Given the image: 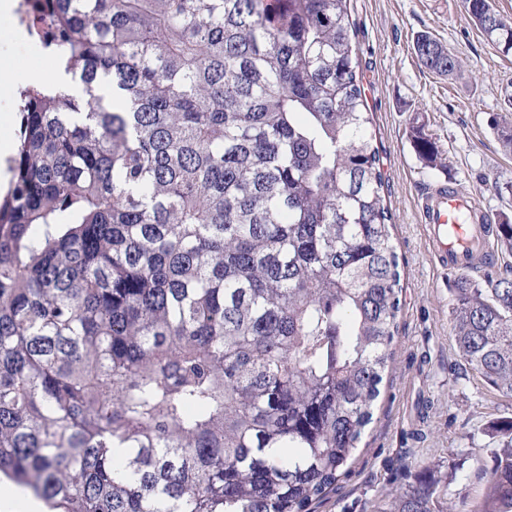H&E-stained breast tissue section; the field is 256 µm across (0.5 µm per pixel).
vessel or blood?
Here are the masks:
<instances>
[{
	"label": "vessel or blood",
	"mask_w": 512,
	"mask_h": 512,
	"mask_svg": "<svg viewBox=\"0 0 512 512\" xmlns=\"http://www.w3.org/2000/svg\"><path fill=\"white\" fill-rule=\"evenodd\" d=\"M422 216L428 240L443 267L468 269L471 253L487 247L486 213L472 196L454 185L429 191L423 199Z\"/></svg>",
	"instance_id": "obj_1"
}]
</instances>
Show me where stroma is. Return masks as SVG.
Here are the masks:
<instances>
[{"instance_id":"obj_1","label":"stroma","mask_w":512,"mask_h":512,"mask_svg":"<svg viewBox=\"0 0 512 512\" xmlns=\"http://www.w3.org/2000/svg\"><path fill=\"white\" fill-rule=\"evenodd\" d=\"M370 132L388 178L386 203L404 291L373 419L348 476L317 512H376L425 476L447 481L439 512H473L494 458L489 436L512 417V394L489 385L460 358L451 335L455 271L442 267L421 222L425 192L452 184L476 198L492 220L512 218V154L496 126L512 128V55L488 43L461 0H349ZM429 33L455 55L441 75L415 52ZM52 68L51 55L25 52L13 18L0 14V63ZM423 128L437 144L435 165L413 146Z\"/></svg>"}]
</instances>
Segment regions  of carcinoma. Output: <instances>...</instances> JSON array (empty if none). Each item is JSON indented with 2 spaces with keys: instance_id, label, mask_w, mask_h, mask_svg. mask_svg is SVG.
<instances>
[{
  "instance_id": "obj_1",
  "label": "carcinoma",
  "mask_w": 512,
  "mask_h": 512,
  "mask_svg": "<svg viewBox=\"0 0 512 512\" xmlns=\"http://www.w3.org/2000/svg\"><path fill=\"white\" fill-rule=\"evenodd\" d=\"M512 53L492 0H463ZM80 89L20 90L0 197V474L56 512H311L349 472L403 285L347 0H45ZM415 50L450 75L428 34ZM416 153L438 147L422 129ZM512 254V220L488 225ZM457 276L512 394V266ZM476 512H512V419ZM438 484L389 512H437Z\"/></svg>"
}]
</instances>
